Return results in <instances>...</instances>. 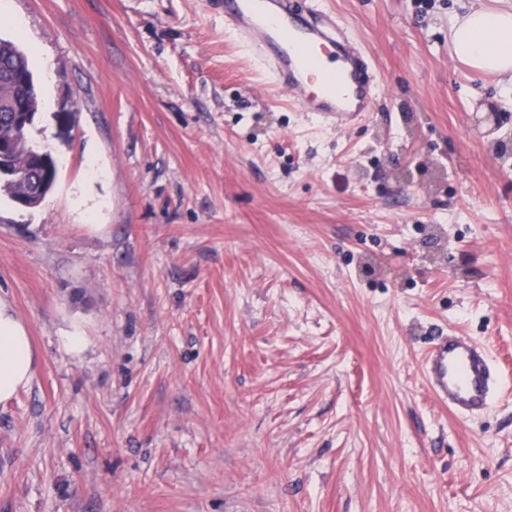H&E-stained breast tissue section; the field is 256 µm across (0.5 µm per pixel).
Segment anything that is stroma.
Listing matches in <instances>:
<instances>
[{
  "instance_id": "35a3bbf8",
  "label": "stroma",
  "mask_w": 512,
  "mask_h": 512,
  "mask_svg": "<svg viewBox=\"0 0 512 512\" xmlns=\"http://www.w3.org/2000/svg\"><path fill=\"white\" fill-rule=\"evenodd\" d=\"M472 2L324 0L377 83L336 126L207 0H0L58 163L0 199L38 356L0 512H512V90L452 50ZM460 334L500 374L472 419L423 370Z\"/></svg>"
}]
</instances>
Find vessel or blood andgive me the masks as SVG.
<instances>
[{
  "instance_id": "1",
  "label": "vessel or blood",
  "mask_w": 512,
  "mask_h": 512,
  "mask_svg": "<svg viewBox=\"0 0 512 512\" xmlns=\"http://www.w3.org/2000/svg\"><path fill=\"white\" fill-rule=\"evenodd\" d=\"M213 6L275 88L302 91L303 111L330 124L369 111L376 89L369 63L334 15L301 9L298 0H213ZM425 368L434 395L464 419L487 410L499 389L488 351L470 336L438 339Z\"/></svg>"
}]
</instances>
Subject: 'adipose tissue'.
Segmentation results:
<instances>
[{
    "mask_svg": "<svg viewBox=\"0 0 512 512\" xmlns=\"http://www.w3.org/2000/svg\"><path fill=\"white\" fill-rule=\"evenodd\" d=\"M456 56L472 69L512 79V9L477 7L450 27ZM36 353L24 324L0 301V403L32 380Z\"/></svg>",
    "mask_w": 512,
    "mask_h": 512,
    "instance_id": "ef3b65f1",
    "label": "adipose tissue"
}]
</instances>
